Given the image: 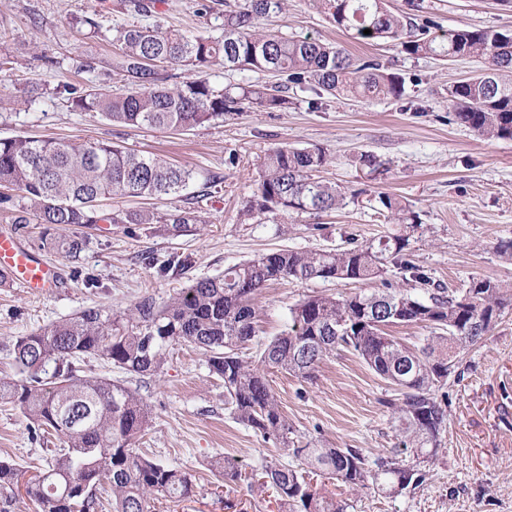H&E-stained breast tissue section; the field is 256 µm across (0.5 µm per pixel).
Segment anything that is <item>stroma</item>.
Returning a JSON list of instances; mask_svg holds the SVG:
<instances>
[{"label": "stroma", "mask_w": 512, "mask_h": 512, "mask_svg": "<svg viewBox=\"0 0 512 512\" xmlns=\"http://www.w3.org/2000/svg\"><path fill=\"white\" fill-rule=\"evenodd\" d=\"M239 2L158 0L151 14L141 16L120 9L118 0H0V54L15 59L12 69L0 71V138L54 137L77 146L112 141L192 173L179 194L107 203L115 211L149 207L161 217L155 224L105 230L28 225L27 245L60 267L62 279L41 296L0 285V378L18 375L12 337L43 331L88 308L120 311L146 297L162 304L196 279L278 249L318 250L349 240L375 247L404 233L411 260L447 288L462 293L472 279L488 278L512 290V260L500 252L501 243L512 241V140H486L448 120L450 86L483 69L481 59L442 61L407 54L388 40L363 41L336 27L312 0H286L282 11L256 19L257 31L316 39L356 59H378L404 78L403 101L292 89L287 110H251L190 130L118 126L99 113L70 108L63 85L106 79L113 91L122 90L121 74L111 70L121 28L157 25L220 39L225 4ZM385 6L431 21L435 34L463 25L512 34V0H385ZM88 17L97 29L85 25ZM315 98L322 100L321 109L311 108ZM285 145L324 149L331 161L321 177L346 192L345 205L325 212H269L243 222L240 210L256 190L258 163L269 149ZM363 153L377 158V170L359 165ZM381 192L409 204L417 217L414 230L385 220L376 201ZM190 205L198 208L200 223L178 230L163 223L164 215ZM71 240L82 243L75 258L62 247ZM88 273L98 286L85 285ZM360 289L357 283L322 280L271 284L257 298V335L243 356L256 357L263 344L286 331L290 308L304 297ZM459 360L460 377L444 387L442 445L435 461L423 464V483L394 494L370 490L348 497L347 512H512V306ZM82 368L136 389L152 412L140 441L144 453L191 475V497L161 499L158 512H279L272 491L224 483L207 465L225 456L248 472L272 460L302 467L232 418L224 407V385L210 374L203 350L175 346L163 372L144 378L102 359ZM268 380L300 444L360 448L372 460L394 449L396 433L382 404L393 390L352 351L326 357L313 379L272 370ZM3 454L29 476L48 452L31 441L19 409L0 405Z\"/></svg>", "instance_id": "35a3bbf8"}]
</instances>
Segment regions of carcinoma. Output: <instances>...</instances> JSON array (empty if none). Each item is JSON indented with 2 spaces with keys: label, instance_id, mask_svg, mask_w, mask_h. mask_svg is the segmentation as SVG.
Returning a JSON list of instances; mask_svg holds the SVG:
<instances>
[{
  "label": "carcinoma",
  "instance_id": "cac0c4a2",
  "mask_svg": "<svg viewBox=\"0 0 512 512\" xmlns=\"http://www.w3.org/2000/svg\"><path fill=\"white\" fill-rule=\"evenodd\" d=\"M337 27L361 39H390L411 55L443 60L481 58L484 72L450 89L448 122L488 139H512V37L466 27L444 38L430 26L391 13L384 0H313ZM284 0H246L224 11V39L203 33L130 25L118 31L116 68L126 90L112 93L93 86L64 87L74 110L97 112L114 124L187 130L226 113L245 109L277 112L288 108V87H317L333 96L363 95L401 99L403 79L374 59L354 61L345 50L311 39L285 38L254 29V20L282 9ZM371 34H364V30ZM230 70L267 73L272 84H236L218 89L207 71L216 62ZM181 64L195 78L173 87L159 70ZM330 161L321 148L277 147L257 166V189L241 217L275 210L328 211L344 204L345 193L316 173ZM189 170L121 145L96 141L73 146L54 138L16 136L0 140V187L23 192L14 224H153L146 209L110 212L103 202L126 197L160 199L180 192ZM391 223H416L399 198L378 193ZM165 222L180 228L200 222L198 210L171 213ZM408 238L396 235L385 247L348 242L321 250L279 249L236 264L221 276L200 279L165 304L144 298L125 310L89 308L42 333L17 336L12 351L21 378H0V405L21 410L31 439L53 435L43 471L26 485L39 512H102L100 490L109 487L112 512H155L160 497L185 498L193 492L190 475L147 458L138 442L151 419L139 393L121 383L87 375L76 366L103 358L140 376L161 372L177 345L209 352V372L224 382V405L240 424L274 440L287 454L306 461L299 472L280 463L264 465L282 512H346L336 494L312 487L307 478L323 473L350 494L369 488L405 489L423 473L400 458L408 450L425 459L440 446L446 414L438 392L458 368L460 350L481 340L512 295L489 279H476L464 293L431 280L405 253ZM395 262L410 273L417 296L389 284L382 291L354 295H310L290 308L288 331L266 344L258 358L240 354L255 336L260 308L256 297L283 280L374 281ZM424 324L432 335L410 347L387 333L394 325ZM354 351L400 397L381 400L392 410L399 432L394 455L369 462L360 448H309L295 444L294 430L270 387L271 369L302 379L313 377L328 354ZM224 481L242 480L237 463L213 464ZM22 475L11 458H0V512H7Z\"/></svg>",
  "mask_w": 512,
  "mask_h": 512
}]
</instances>
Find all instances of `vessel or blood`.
I'll use <instances>...</instances> for the list:
<instances>
[{
    "label": "vessel or blood",
    "instance_id": "1",
    "mask_svg": "<svg viewBox=\"0 0 512 512\" xmlns=\"http://www.w3.org/2000/svg\"><path fill=\"white\" fill-rule=\"evenodd\" d=\"M0 274L34 295L49 292L60 281L58 267L38 258L10 224L0 226Z\"/></svg>",
    "mask_w": 512,
    "mask_h": 512
}]
</instances>
